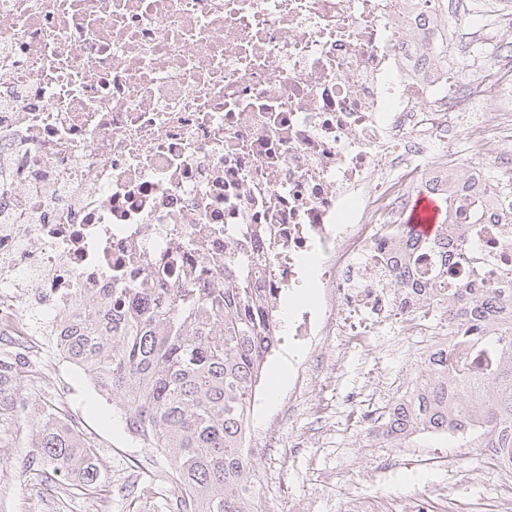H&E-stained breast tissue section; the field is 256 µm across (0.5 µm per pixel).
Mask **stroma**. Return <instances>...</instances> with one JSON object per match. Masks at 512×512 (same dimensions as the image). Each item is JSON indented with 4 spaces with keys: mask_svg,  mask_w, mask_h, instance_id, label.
I'll return each mask as SVG.
<instances>
[{
    "mask_svg": "<svg viewBox=\"0 0 512 512\" xmlns=\"http://www.w3.org/2000/svg\"><path fill=\"white\" fill-rule=\"evenodd\" d=\"M423 354L417 342L402 340L390 328L365 350L341 356L335 346L324 347L318 367L312 350L281 340L256 392L247 432L248 444L268 448L253 458L254 512H342L354 496L383 503L384 512H409L412 499L440 486L463 502H492L500 473L472 440L420 434L395 448L368 437L362 415H344L345 396L365 384L367 372L386 385L364 403L371 411L410 387ZM3 357L27 366L19 386L0 394V512H177L169 459L128 432L80 368L18 336L0 342ZM308 364L312 379L296 406H289L284 391L270 399L276 368L293 376ZM46 404L62 410L96 444L101 482L95 493L85 495L49 478L33 446L34 431L24 430L21 441L12 442L15 420ZM377 455L395 459V467L377 471L371 463Z\"/></svg>",
    "mask_w": 512,
    "mask_h": 512,
    "instance_id": "1",
    "label": "stroma"
}]
</instances>
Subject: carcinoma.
I'll return each instance as SVG.
<instances>
[{
	"label": "carcinoma",
	"mask_w": 512,
	"mask_h": 512,
	"mask_svg": "<svg viewBox=\"0 0 512 512\" xmlns=\"http://www.w3.org/2000/svg\"><path fill=\"white\" fill-rule=\"evenodd\" d=\"M403 231L432 253L429 279L448 284V255L433 252L449 245L446 226L429 238ZM232 266L222 288L153 297L143 288L114 291L54 337L120 411L127 430L169 454L178 512H253L243 493L254 472L245 433L252 395L280 341V317L277 302L251 287L248 271L236 260ZM433 307L446 314L439 341L390 405L383 440L400 445L423 433L476 434L478 447L512 465V277L499 288H449ZM477 347L491 353V367L472 365ZM34 424L53 477L95 489V445L51 408L41 409Z\"/></svg>",
	"instance_id": "obj_1"
}]
</instances>
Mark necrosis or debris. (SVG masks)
Returning a JSON list of instances; mask_svg holds the SVG:
<instances>
[{
	"label": "necrosis or debris",
	"mask_w": 512,
	"mask_h": 512,
	"mask_svg": "<svg viewBox=\"0 0 512 512\" xmlns=\"http://www.w3.org/2000/svg\"><path fill=\"white\" fill-rule=\"evenodd\" d=\"M443 26L427 0H0V334L223 287L231 252L273 298L312 279L300 349L432 335L390 282L417 185L453 202L449 287L512 267V78L437 68Z\"/></svg>",
	"instance_id": "1"
}]
</instances>
